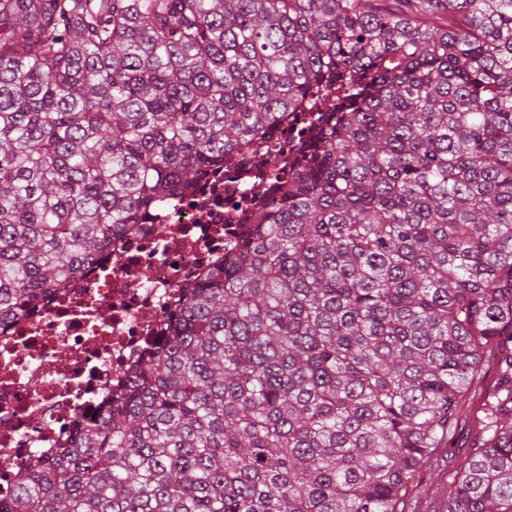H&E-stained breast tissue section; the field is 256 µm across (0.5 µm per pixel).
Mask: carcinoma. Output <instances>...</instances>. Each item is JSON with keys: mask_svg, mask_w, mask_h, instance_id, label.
Segmentation results:
<instances>
[{"mask_svg": "<svg viewBox=\"0 0 512 512\" xmlns=\"http://www.w3.org/2000/svg\"><path fill=\"white\" fill-rule=\"evenodd\" d=\"M0 0V325L162 200L229 250L0 512H512V0ZM485 356L484 378L478 383L476 393L467 394L462 399L459 417L449 439L436 449L430 462L409 484L398 512L438 511L444 500L448 499L456 463L469 451L478 433L476 419L481 415L484 395L492 392L497 381L498 351L493 350Z\"/></svg>", "mask_w": 512, "mask_h": 512, "instance_id": "obj_1", "label": "carcinoma"}]
</instances>
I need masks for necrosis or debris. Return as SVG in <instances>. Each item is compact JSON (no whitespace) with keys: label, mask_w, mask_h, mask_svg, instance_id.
Masks as SVG:
<instances>
[{"label":"necrosis or debris","mask_w":512,"mask_h":512,"mask_svg":"<svg viewBox=\"0 0 512 512\" xmlns=\"http://www.w3.org/2000/svg\"><path fill=\"white\" fill-rule=\"evenodd\" d=\"M224 185L156 207L49 303L0 329V502L33 463L64 447L74 420H98L131 380L169 312L224 257Z\"/></svg>","instance_id":"1"}]
</instances>
